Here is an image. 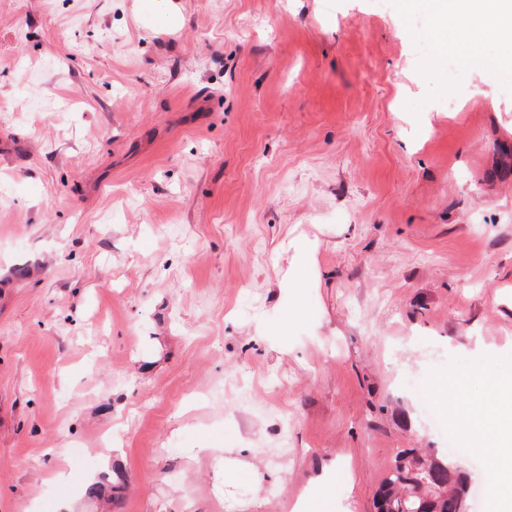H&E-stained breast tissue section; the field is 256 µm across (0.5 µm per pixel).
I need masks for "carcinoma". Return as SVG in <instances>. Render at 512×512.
<instances>
[{
    "label": "carcinoma",
    "mask_w": 512,
    "mask_h": 512,
    "mask_svg": "<svg viewBox=\"0 0 512 512\" xmlns=\"http://www.w3.org/2000/svg\"><path fill=\"white\" fill-rule=\"evenodd\" d=\"M462 476L451 460L422 455L413 449L399 451L380 484L377 512H461ZM86 493L103 499L106 512L119 507L121 496L105 495L103 483L90 484Z\"/></svg>",
    "instance_id": "obj_1"
}]
</instances>
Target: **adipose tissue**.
<instances>
[{
    "instance_id": "obj_1",
    "label": "adipose tissue",
    "mask_w": 512,
    "mask_h": 512,
    "mask_svg": "<svg viewBox=\"0 0 512 512\" xmlns=\"http://www.w3.org/2000/svg\"><path fill=\"white\" fill-rule=\"evenodd\" d=\"M422 4L434 13L439 28L451 31L459 42L485 35L512 39V0H422ZM453 423L480 446L496 469L493 506L505 512L512 507V384H490L483 410L457 416Z\"/></svg>"
}]
</instances>
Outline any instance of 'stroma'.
Wrapping results in <instances>:
<instances>
[{
	"instance_id": "1",
	"label": "stroma",
	"mask_w": 512,
	"mask_h": 512,
	"mask_svg": "<svg viewBox=\"0 0 512 512\" xmlns=\"http://www.w3.org/2000/svg\"><path fill=\"white\" fill-rule=\"evenodd\" d=\"M432 27L0 0V512H97L116 469L120 512H376L512 377V92L440 82ZM453 461L491 512L488 458Z\"/></svg>"
}]
</instances>
